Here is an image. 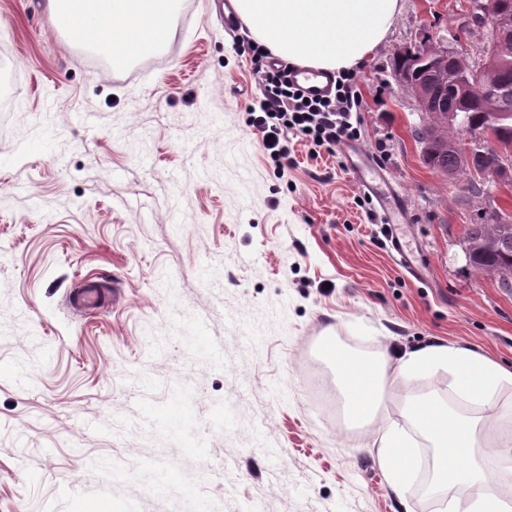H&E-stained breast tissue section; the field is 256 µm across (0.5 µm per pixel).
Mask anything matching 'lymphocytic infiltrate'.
Wrapping results in <instances>:
<instances>
[{"instance_id": "f902f5d3", "label": "lymphocytic infiltrate", "mask_w": 512, "mask_h": 512, "mask_svg": "<svg viewBox=\"0 0 512 512\" xmlns=\"http://www.w3.org/2000/svg\"><path fill=\"white\" fill-rule=\"evenodd\" d=\"M337 81L332 97L310 99L287 84L280 72H262L263 99L259 110L249 112L247 122L262 134L263 149L276 169L287 167L293 139L330 152L340 143L358 138L359 129L353 122L354 112L362 106L356 92L357 76L342 72Z\"/></svg>"}]
</instances>
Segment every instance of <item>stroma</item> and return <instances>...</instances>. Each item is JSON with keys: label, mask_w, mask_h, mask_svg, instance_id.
I'll list each match as a JSON object with an SVG mask.
<instances>
[{"label": "stroma", "mask_w": 512, "mask_h": 512, "mask_svg": "<svg viewBox=\"0 0 512 512\" xmlns=\"http://www.w3.org/2000/svg\"><path fill=\"white\" fill-rule=\"evenodd\" d=\"M465 3L400 0L356 69L358 142L406 200L415 277L341 152L297 142L276 172L247 122L251 41L225 34L214 0H180L155 56L119 67L58 37L47 0H0V512H79L116 483L128 512L179 497L203 512H446L487 493L394 488L373 445L408 396H458L459 376L388 383L369 423L325 407L353 406L329 344L439 339L512 366V293L460 245L482 204L424 164L425 117L395 76L398 54L450 43ZM46 136L47 155L32 147ZM83 280L107 287L104 306L72 308ZM492 403L495 422L468 400L457 416L500 443L512 386ZM187 455L212 475H173ZM148 469L164 482L146 493Z\"/></svg>", "instance_id": "1"}]
</instances>
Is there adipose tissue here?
<instances>
[{
    "mask_svg": "<svg viewBox=\"0 0 512 512\" xmlns=\"http://www.w3.org/2000/svg\"><path fill=\"white\" fill-rule=\"evenodd\" d=\"M177 6L178 0H50L57 26L81 30L115 23L113 37L86 47L88 53L115 64L161 47ZM235 8L250 38L273 55L299 66L339 72L370 58L395 21L399 0H236ZM335 360L341 374L355 366L364 371L370 391L361 411L369 417L376 416L392 378L408 381L454 371L462 375L464 391L481 406L488 405L499 388L512 385V369L467 348L441 343L395 360L383 351L364 363L344 352ZM404 419V426L388 425L376 433L382 465L395 486L406 481L397 459L415 447L416 437L435 448L454 449L459 456L481 445L474 425L457 419L440 400L409 399Z\"/></svg>",
    "mask_w": 512,
    "mask_h": 512,
    "instance_id": "obj_1",
    "label": "adipose tissue"
}]
</instances>
